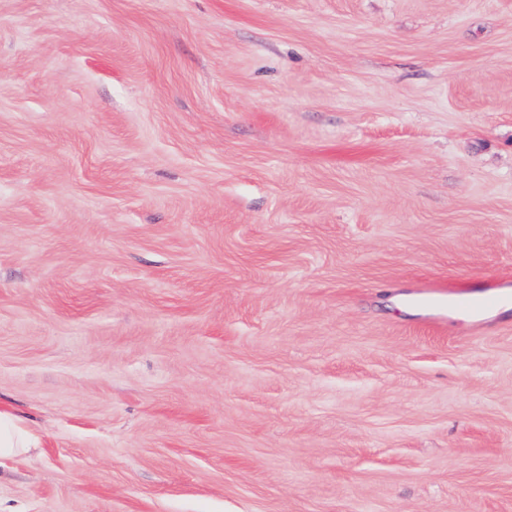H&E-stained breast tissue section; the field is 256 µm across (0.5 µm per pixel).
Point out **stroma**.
<instances>
[{
  "label": "stroma",
  "instance_id": "obj_1",
  "mask_svg": "<svg viewBox=\"0 0 512 512\" xmlns=\"http://www.w3.org/2000/svg\"><path fill=\"white\" fill-rule=\"evenodd\" d=\"M512 0H0V512H512ZM39 445V438L29 431L22 417L0 410V459L21 457Z\"/></svg>",
  "mask_w": 512,
  "mask_h": 512
}]
</instances>
